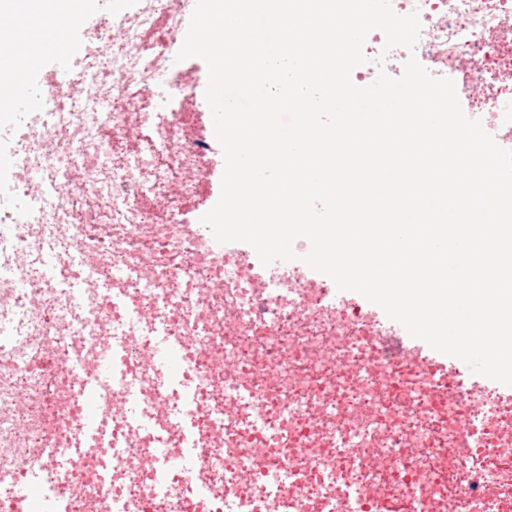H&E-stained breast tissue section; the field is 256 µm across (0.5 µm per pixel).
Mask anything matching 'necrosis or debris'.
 <instances>
[{
    "label": "necrosis or debris",
    "mask_w": 512,
    "mask_h": 512,
    "mask_svg": "<svg viewBox=\"0 0 512 512\" xmlns=\"http://www.w3.org/2000/svg\"><path fill=\"white\" fill-rule=\"evenodd\" d=\"M196 0H131L83 35L69 73L42 85L11 145L0 196V470L24 482L44 473L65 512H382L392 498L409 512H512V398L443 372L426 356L391 357L373 313L332 295L299 268L260 278L249 253L217 255L193 234L212 145L188 105L194 92L175 56ZM418 12L415 49L387 48L372 31L359 84L403 72L409 57L452 79L471 118L512 150V0H391ZM157 123H150V116ZM150 126L141 147L123 142ZM111 130L104 138L103 130ZM134 309L106 308L97 289L75 294L85 255ZM222 282L204 294L203 280ZM193 336V423L204 466L174 472L158 496L147 467L154 439L122 428L124 452L85 447L75 423L80 391L107 340ZM81 373L67 368L70 358ZM143 407L157 417L184 408L149 364L129 360ZM477 430L480 455L459 458L456 424ZM54 456L40 455L44 446ZM491 456H483V449ZM366 467H357V459ZM108 472L109 489L100 474Z\"/></svg>",
    "instance_id": "4bbe7bcc"
}]
</instances>
